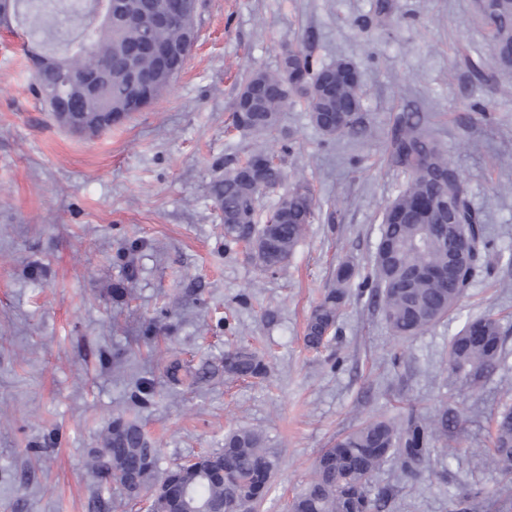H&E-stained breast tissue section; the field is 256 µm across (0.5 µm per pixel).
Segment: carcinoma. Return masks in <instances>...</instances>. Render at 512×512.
Here are the masks:
<instances>
[{
    "label": "carcinoma",
    "instance_id": "1",
    "mask_svg": "<svg viewBox=\"0 0 512 512\" xmlns=\"http://www.w3.org/2000/svg\"><path fill=\"white\" fill-rule=\"evenodd\" d=\"M124 18L111 22L91 19L77 44L60 57L62 69L75 81L100 75L96 94L85 98L74 91L70 132L94 136L128 120L151 104L183 70L196 41L190 30L154 24L148 0H121ZM50 5L38 0H17L15 18L27 33L39 35L68 25L66 15L51 17ZM489 27L490 51L512 48V0H495ZM182 44L184 54L166 62L171 80L151 89L143 102L128 79V72L142 74L157 68L159 59L149 44ZM349 62L318 64L299 49H288V58L275 70L251 73L238 92L230 125L243 135H263L271 147L254 151L246 159L224 158V175L213 182L212 195L221 211L224 241L246 244L250 258L264 272L278 271L293 254L315 216L311 184L298 177L266 212L259 209L263 194L280 187L285 160L292 145L282 142V112L293 98L303 99L312 124L329 139L367 133L359 115L362 92L359 75ZM43 105L54 111L48 93L56 86L58 72L35 69ZM354 112L356 118L343 133L336 130L332 114ZM388 164L405 179L384 207L380 236L370 271L360 276L356 266L341 261L335 286L310 312L305 343L318 349L336 329L351 282L362 277L372 303L378 307L392 335L409 339L448 322L478 275L482 256L491 249L483 212L470 200L457 165L435 139L424 116L403 112L396 121L387 147ZM456 204L461 236L448 233L442 224L438 201L446 195ZM504 332L491 314L466 320L448 340V370L456 381L471 389L482 387L502 362ZM267 365L256 352L233 348L224 352V375L236 379L259 378ZM154 386L142 378L131 399L145 404ZM448 437V407L441 406L422 419L414 413L402 421L372 418L341 435L322 451L304 487L290 502L292 512H383L387 492L373 485L374 476L388 462L399 465L409 477L417 476L429 462L432 446ZM490 461L506 478H512V405H505L494 419ZM87 464L101 478L112 474V483L130 500L157 486L150 512H255L270 491L276 458L264 447L262 435L238 428L224 436L219 452L201 454L173 470L159 468L157 449L140 425L121 415L112 424L103 447L91 451ZM460 503L476 512L499 507L509 500L478 499L469 489L456 494Z\"/></svg>",
    "mask_w": 512,
    "mask_h": 512
}]
</instances>
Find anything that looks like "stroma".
<instances>
[{
  "label": "stroma",
  "instance_id": "stroma-1",
  "mask_svg": "<svg viewBox=\"0 0 512 512\" xmlns=\"http://www.w3.org/2000/svg\"><path fill=\"white\" fill-rule=\"evenodd\" d=\"M196 27L172 86L91 138L45 112L23 25L0 27V512H148V499H126L85 466L118 413L139 423L164 470L220 450L229 429L260 432L279 468L258 512H288L341 434L444 402L456 456L433 451L415 479L386 465L374 478L392 493L385 512H463L461 485L512 492L485 461L491 413L512 398V69L495 64L476 0H201ZM291 46L356 68L373 134L329 140L303 105L285 110L288 175L311 180L319 207L271 275L245 246H225L211 185L225 155L257 146L228 128L243 79L276 69ZM403 112L424 113L501 258L447 324L400 341L353 295L335 335L309 349L308 314L341 259L367 271L404 180L384 161ZM488 312L505 331L503 361L478 391L449 378L444 356L463 319ZM235 346L264 359V378H225ZM174 358L214 375L173 386ZM146 373L155 398L132 406Z\"/></svg>",
  "mask_w": 512,
  "mask_h": 512
}]
</instances>
